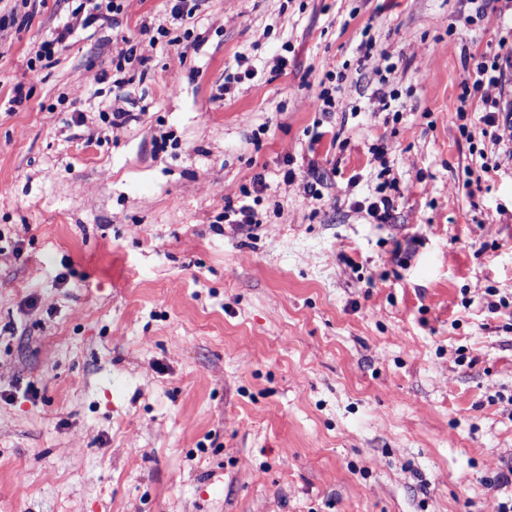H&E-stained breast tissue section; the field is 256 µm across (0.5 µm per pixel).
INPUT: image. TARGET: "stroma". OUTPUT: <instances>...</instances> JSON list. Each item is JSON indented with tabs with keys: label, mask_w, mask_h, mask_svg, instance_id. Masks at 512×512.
Listing matches in <instances>:
<instances>
[{
	"label": "stroma",
	"mask_w": 512,
	"mask_h": 512,
	"mask_svg": "<svg viewBox=\"0 0 512 512\" xmlns=\"http://www.w3.org/2000/svg\"><path fill=\"white\" fill-rule=\"evenodd\" d=\"M72 6L0 0V512H497L512 162L468 193L481 160L456 116L466 54L506 34L495 14L201 0L183 26L134 0L31 75ZM161 24L199 46L113 87V54ZM368 38L396 64L387 107ZM243 55L256 77L225 90ZM338 72L335 111H315ZM113 104L132 120L93 139ZM378 143L401 192L384 224L354 208ZM258 175V228L225 223Z\"/></svg>",
	"instance_id": "1"
}]
</instances>
